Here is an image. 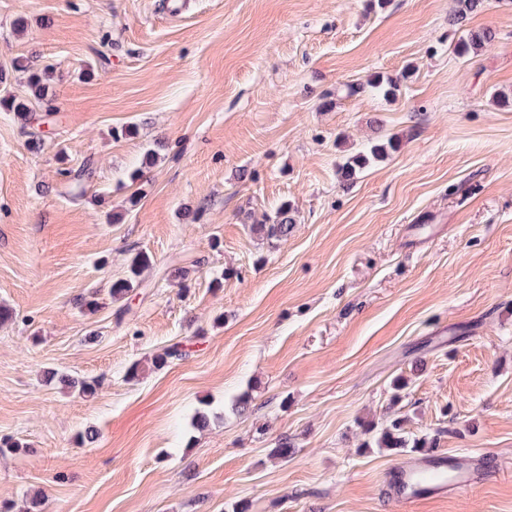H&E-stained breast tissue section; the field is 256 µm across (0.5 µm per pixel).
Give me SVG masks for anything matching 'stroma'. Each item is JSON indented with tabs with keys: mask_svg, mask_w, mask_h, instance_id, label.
Returning a JSON list of instances; mask_svg holds the SVG:
<instances>
[{
	"mask_svg": "<svg viewBox=\"0 0 512 512\" xmlns=\"http://www.w3.org/2000/svg\"><path fill=\"white\" fill-rule=\"evenodd\" d=\"M456 7L0 0V98L26 94L12 61L35 54L54 69L40 111L60 116L36 153L0 109V440L25 447L0 456V501L396 512L385 475L401 458L363 431L396 413L440 454L502 463L418 512H512V106L491 97H512V0L460 28ZM483 28L494 42L454 54ZM375 74L397 95L369 87ZM381 135L399 150L341 185ZM86 162L76 199L62 172ZM285 202L288 237L256 232ZM139 251L152 270L113 300ZM177 267L186 287L169 284ZM177 342L187 356L154 368ZM50 369L97 394L47 383ZM282 435L294 454L269 458ZM496 39V32L490 28L478 31L469 30L464 33L454 45V51L458 56L465 57L476 53L486 44Z\"/></svg>",
	"mask_w": 512,
	"mask_h": 512,
	"instance_id": "1",
	"label": "stroma"
}]
</instances>
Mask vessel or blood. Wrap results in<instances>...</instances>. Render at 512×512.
I'll use <instances>...</instances> for the list:
<instances>
[{"label": "vessel or blood", "instance_id": "1", "mask_svg": "<svg viewBox=\"0 0 512 512\" xmlns=\"http://www.w3.org/2000/svg\"><path fill=\"white\" fill-rule=\"evenodd\" d=\"M434 466L439 470L450 471L452 481L434 484L419 483L416 475L425 469L422 461L400 464L392 467L387 473V480L393 486L394 504L400 512H416L417 505L430 498L446 495L448 491L471 486L478 483L481 476L496 470L497 462L486 455H458L448 459H438Z\"/></svg>", "mask_w": 512, "mask_h": 512}]
</instances>
